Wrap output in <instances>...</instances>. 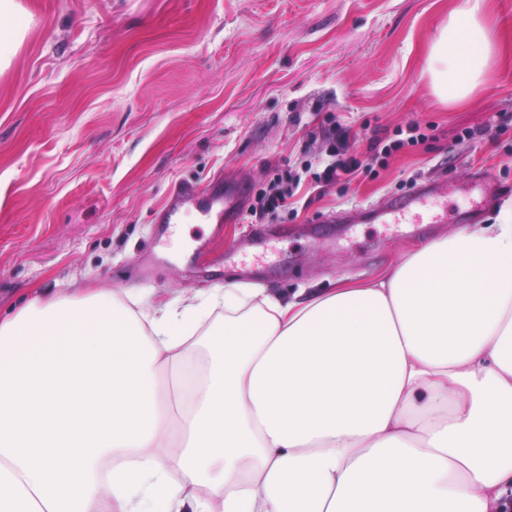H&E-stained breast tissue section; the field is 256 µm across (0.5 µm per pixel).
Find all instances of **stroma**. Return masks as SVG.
Returning a JSON list of instances; mask_svg holds the SVG:
<instances>
[{
    "label": "stroma",
    "instance_id": "35a3bbf8",
    "mask_svg": "<svg viewBox=\"0 0 512 512\" xmlns=\"http://www.w3.org/2000/svg\"><path fill=\"white\" fill-rule=\"evenodd\" d=\"M461 0H16L0 45V313L32 293L146 288L181 300L234 280L251 224H189L156 250V211L180 181L249 182L298 167L329 118L358 150L416 121L426 144L378 177L302 186L266 218L280 254L247 285L292 297L364 282L445 224H345L347 210L436 180L487 175V223L512 210V0H479L490 58L465 99L436 93L430 52ZM476 130L460 140L462 129Z\"/></svg>",
    "mask_w": 512,
    "mask_h": 512
}]
</instances>
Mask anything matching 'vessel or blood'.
Instances as JSON below:
<instances>
[{
	"mask_svg": "<svg viewBox=\"0 0 512 512\" xmlns=\"http://www.w3.org/2000/svg\"><path fill=\"white\" fill-rule=\"evenodd\" d=\"M459 193L466 207V220L478 222L491 201V188L487 178H473L459 183ZM440 184L428 182L404 196H390L373 204L355 209L350 218L353 224H396L406 216H413L418 224L444 223V215H430L424 212L426 199L437 194ZM247 187L239 182L216 175L207 188L182 182L171 189L165 205L156 213L154 221L163 228L181 223L188 214L195 215L203 224L238 223L246 204Z\"/></svg>",
	"mask_w": 512,
	"mask_h": 512,
	"instance_id": "obj_1",
	"label": "vessel or blood"
}]
</instances>
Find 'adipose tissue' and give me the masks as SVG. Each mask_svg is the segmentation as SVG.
<instances>
[{
    "mask_svg": "<svg viewBox=\"0 0 512 512\" xmlns=\"http://www.w3.org/2000/svg\"><path fill=\"white\" fill-rule=\"evenodd\" d=\"M479 0L431 51L466 98ZM31 297L0 319V512H502L512 500V217L304 296L228 284ZM224 325L194 338L216 307Z\"/></svg>",
    "mask_w": 512,
    "mask_h": 512,
    "instance_id": "adipose-tissue-1",
    "label": "adipose tissue"
}]
</instances>
